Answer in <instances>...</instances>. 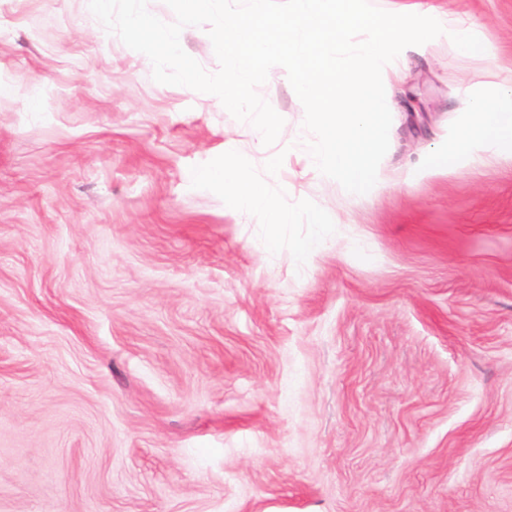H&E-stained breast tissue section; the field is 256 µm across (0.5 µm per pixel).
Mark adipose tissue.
Wrapping results in <instances>:
<instances>
[{"instance_id":"adipose-tissue-1","label":"adipose tissue","mask_w":512,"mask_h":512,"mask_svg":"<svg viewBox=\"0 0 512 512\" xmlns=\"http://www.w3.org/2000/svg\"><path fill=\"white\" fill-rule=\"evenodd\" d=\"M512 155V86L499 84L469 97V112L452 147L434 158L442 166L457 159L480 161L482 152ZM233 199L246 214L263 219L265 233L258 246L276 249L288 224L295 215L277 205L265 189L257 187L248 176H238L233 184Z\"/></svg>"}]
</instances>
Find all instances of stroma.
<instances>
[{
  "mask_svg": "<svg viewBox=\"0 0 512 512\" xmlns=\"http://www.w3.org/2000/svg\"><path fill=\"white\" fill-rule=\"evenodd\" d=\"M429 2L484 51L406 48L357 195L288 151L285 68L267 147L88 0H0V512H512V157L430 164L512 82V0ZM241 170L296 215L273 251Z\"/></svg>",
  "mask_w": 512,
  "mask_h": 512,
  "instance_id": "35a3bbf8",
  "label": "stroma"
}]
</instances>
